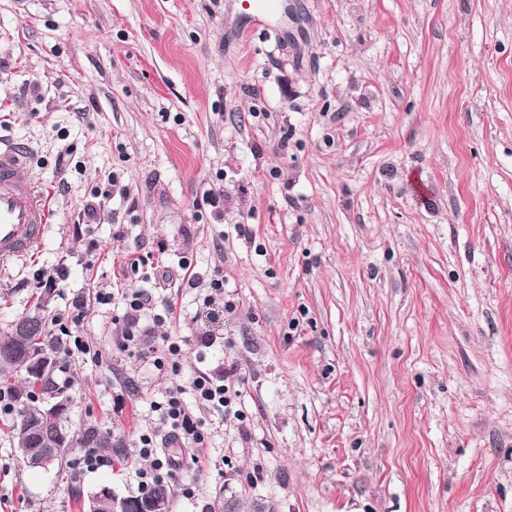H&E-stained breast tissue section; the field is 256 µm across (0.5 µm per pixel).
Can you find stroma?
I'll return each instance as SVG.
<instances>
[{"instance_id": "1", "label": "stroma", "mask_w": 512, "mask_h": 512, "mask_svg": "<svg viewBox=\"0 0 512 512\" xmlns=\"http://www.w3.org/2000/svg\"><path fill=\"white\" fill-rule=\"evenodd\" d=\"M245 36L240 0H0V140L48 209L0 269V332L63 279L73 427L112 466L26 469L0 434V512L137 495L127 459L167 380L114 355L97 290L170 266L185 370L238 379L196 499L172 512H512V0H284ZM187 258L197 285L178 268ZM228 311L199 312L214 269ZM125 406L115 412L113 400Z\"/></svg>"}]
</instances>
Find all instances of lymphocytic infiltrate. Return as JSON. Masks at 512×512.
Segmentation results:
<instances>
[{"instance_id": "1", "label": "lymphocytic infiltrate", "mask_w": 512, "mask_h": 512, "mask_svg": "<svg viewBox=\"0 0 512 512\" xmlns=\"http://www.w3.org/2000/svg\"><path fill=\"white\" fill-rule=\"evenodd\" d=\"M122 299L124 331L116 345L117 352L143 360L158 373L171 377L170 384L149 403L165 428L168 442L199 451L210 447L214 432L211 416H231L238 420L244 417L238 407L239 391L235 383L218 384L202 372L185 376V337L163 336L150 342L140 326L154 300L153 295L134 291L124 294ZM131 464L139 491H148L160 482H170L183 496L194 498V482L180 478L176 459L160 451L154 430L139 431Z\"/></svg>"}]
</instances>
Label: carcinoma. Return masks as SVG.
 <instances>
[{"mask_svg":"<svg viewBox=\"0 0 512 512\" xmlns=\"http://www.w3.org/2000/svg\"><path fill=\"white\" fill-rule=\"evenodd\" d=\"M21 351L44 352L51 356L53 365L44 372H32L17 365V354ZM59 344L51 335V327L38 306L26 316L14 321L10 331L0 336V391L12 395L16 408L11 419L13 447L19 458H24L23 446L29 440L30 429L36 420L43 417L54 427L53 435L38 444L40 448H55L57 454L53 464L60 465L74 448H112L110 434L94 428L76 431L69 427V410L59 413H44L53 400L70 401L66 387L59 386L55 374L58 370ZM39 387L40 393L31 391ZM172 491L169 485L159 483L140 496L118 498L113 493L97 492L90 501V512H119L120 504L151 502L157 512H170Z\"/></svg>","mask_w":512,"mask_h":512,"instance_id":"obj_1","label":"carcinoma"}]
</instances>
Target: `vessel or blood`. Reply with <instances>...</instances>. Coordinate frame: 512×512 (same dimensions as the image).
Listing matches in <instances>:
<instances>
[{"label": "vessel or blood", "instance_id": "b4317fda", "mask_svg": "<svg viewBox=\"0 0 512 512\" xmlns=\"http://www.w3.org/2000/svg\"><path fill=\"white\" fill-rule=\"evenodd\" d=\"M278 0H245L249 32L270 29ZM47 222V211L26 175L22 151L0 145V261L25 258L35 250Z\"/></svg>", "mask_w": 512, "mask_h": 512}]
</instances>
